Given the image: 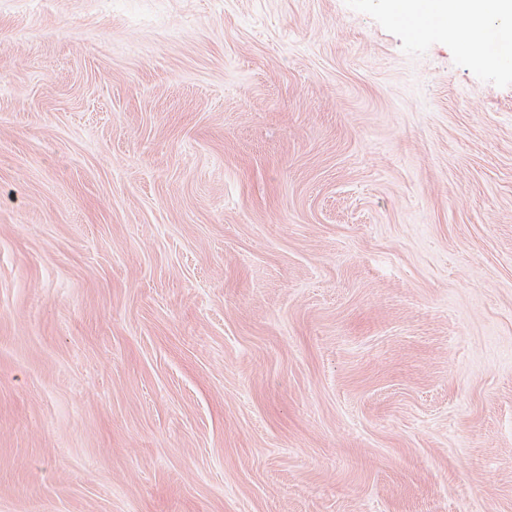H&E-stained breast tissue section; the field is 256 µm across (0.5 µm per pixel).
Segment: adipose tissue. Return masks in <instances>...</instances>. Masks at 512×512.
I'll return each mask as SVG.
<instances>
[{
  "label": "adipose tissue",
  "instance_id": "obj_1",
  "mask_svg": "<svg viewBox=\"0 0 512 512\" xmlns=\"http://www.w3.org/2000/svg\"><path fill=\"white\" fill-rule=\"evenodd\" d=\"M434 7L445 18L439 33L456 36L474 56H483L480 35L489 27L501 47L512 50V0H436Z\"/></svg>",
  "mask_w": 512,
  "mask_h": 512
}]
</instances>
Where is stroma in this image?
Segmentation results:
<instances>
[{
  "label": "stroma",
  "mask_w": 512,
  "mask_h": 512,
  "mask_svg": "<svg viewBox=\"0 0 512 512\" xmlns=\"http://www.w3.org/2000/svg\"><path fill=\"white\" fill-rule=\"evenodd\" d=\"M0 512H512V70L0 0Z\"/></svg>",
  "instance_id": "obj_1"
}]
</instances>
